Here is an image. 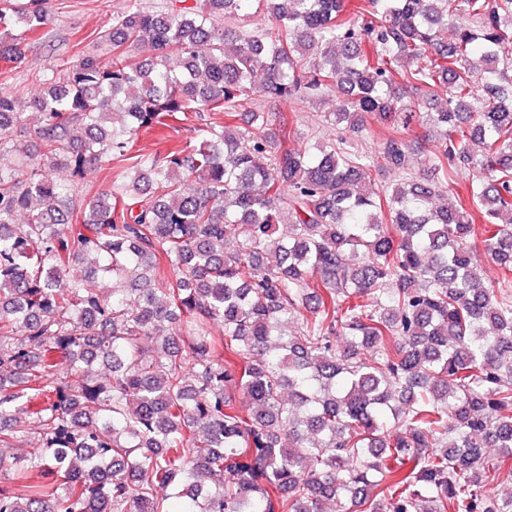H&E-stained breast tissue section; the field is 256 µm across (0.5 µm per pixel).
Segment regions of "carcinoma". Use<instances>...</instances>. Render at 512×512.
Listing matches in <instances>:
<instances>
[{
	"label": "carcinoma",
	"mask_w": 512,
	"mask_h": 512,
	"mask_svg": "<svg viewBox=\"0 0 512 512\" xmlns=\"http://www.w3.org/2000/svg\"><path fill=\"white\" fill-rule=\"evenodd\" d=\"M49 2L0 0L1 60ZM253 4L262 34L223 25ZM101 38L109 61L0 92V512H169L170 487L182 512H512L486 490L512 458V0H196ZM439 86L447 104L415 110ZM336 87L326 121L375 155L283 149L290 117L262 106L229 122ZM24 106L39 163L11 143ZM185 112L207 113L197 143L131 153ZM103 158L87 201L42 170Z\"/></svg>",
	"instance_id": "cac0c4a2"
}]
</instances>
